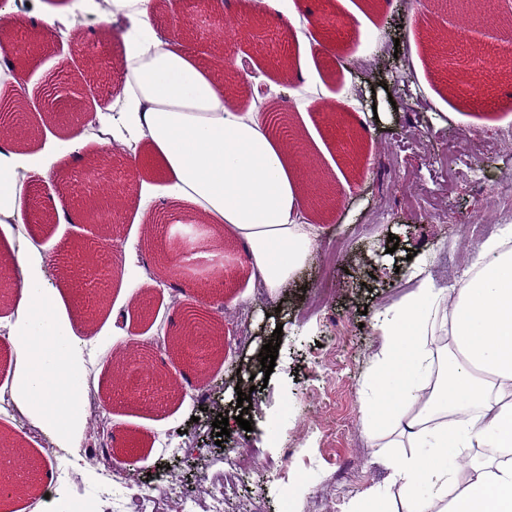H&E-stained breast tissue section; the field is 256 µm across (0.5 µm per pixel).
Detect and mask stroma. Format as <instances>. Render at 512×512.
<instances>
[{"instance_id": "1", "label": "stroma", "mask_w": 512, "mask_h": 512, "mask_svg": "<svg viewBox=\"0 0 512 512\" xmlns=\"http://www.w3.org/2000/svg\"><path fill=\"white\" fill-rule=\"evenodd\" d=\"M302 6L316 21L312 55L304 77L288 81L281 63L296 56L282 52L279 39L287 31L275 19ZM329 14L343 16L346 27L319 26ZM149 16L157 31L182 32L201 61L220 52L252 60L270 97L291 115L290 137L305 154L298 181L308 183L315 169L327 172L336 205L313 211L315 244L284 287L260 290L239 246L227 240L215 248L219 229L176 207L161 176H151L142 191L152 223H136L133 211L120 208L112 226L99 230L55 219L54 199L70 197L85 163L58 161L48 177L32 181L29 207L39 220L48 288H81L72 255L89 243L115 262L125 246L134 253L124 276L110 278L102 296L71 299L67 309L88 386L100 398L99 415L88 417L84 431L65 436L0 409V434L18 448V467L62 460L50 481H39L13 506L18 512H105L130 493L157 494L171 478L191 489L223 468L226 448L245 440L264 448L275 465L242 475L234 512H342L357 490L384 485L391 460L401 454L381 447L364 425L381 348L375 315L413 288L417 271L442 288L458 284L475 249L466 231L486 212L487 183L512 174V146L501 141L512 129V77L488 74L480 95L460 98L443 61L457 33H467L461 45L467 53L477 39L499 45L503 29L470 12L442 11L436 0H387L383 6L374 0H262L254 14L227 11L217 0H174ZM75 18L80 40L44 36L41 52L19 61L25 82L35 87L24 114L28 129L50 109L57 124H67L59 90H78L83 102L110 103L124 81L121 38L90 13ZM366 59L377 62L372 72L361 67ZM471 134L496 146L490 160L476 163L483 178L467 173L458 180L447 219L407 208V199L435 195L436 155L449 140ZM371 222L372 236L355 235L357 225ZM340 237L350 238V246L332 254ZM166 260L182 267L177 282L163 273ZM331 284L336 291L328 303L308 309L309 296ZM191 306L216 320L224 349L203 373L163 345L166 335L180 331ZM113 308L129 312L127 335L107 324ZM276 330L280 348L267 374L253 360ZM161 373L173 377L178 395L129 392L134 378L151 381ZM242 391L250 392L253 409L236 408ZM215 404L231 418L222 438L212 426ZM239 414L251 430L238 426ZM116 448L127 456L122 480L101 461ZM297 483L307 491L295 499Z\"/></svg>"}]
</instances>
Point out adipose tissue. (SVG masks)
I'll use <instances>...</instances> for the list:
<instances>
[{
	"mask_svg": "<svg viewBox=\"0 0 512 512\" xmlns=\"http://www.w3.org/2000/svg\"><path fill=\"white\" fill-rule=\"evenodd\" d=\"M125 61L134 84H122V132L89 106L69 126H43L28 138L0 140V217L30 223L22 151H66L83 159L85 131L97 143L139 146L136 168H156L182 208L239 243L252 276L279 287L308 256L313 240L303 218L306 196L285 150L256 106L232 109L218 74L223 56L201 62L185 41L157 32L147 12L130 17ZM0 256L26 271L17 290L13 396L33 425L63 432L81 426L86 380L76 359L77 333L67 317V291L45 288L39 242ZM383 338L365 405L367 427L407 449L391 465L389 485L404 512H512V224L483 241L458 288L420 278L376 318ZM473 448L494 449L478 463Z\"/></svg>",
	"mask_w": 512,
	"mask_h": 512,
	"instance_id": "obj_1",
	"label": "adipose tissue"
}]
</instances>
